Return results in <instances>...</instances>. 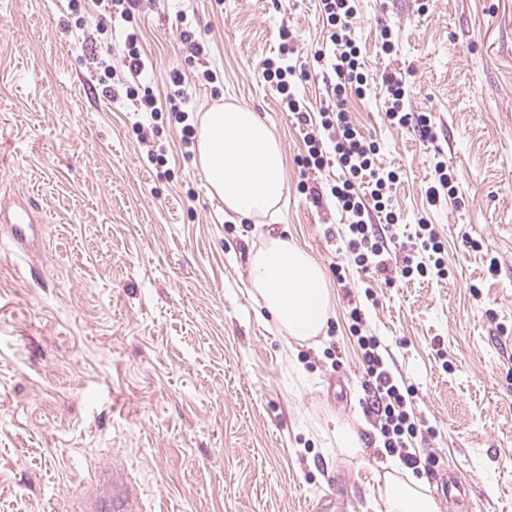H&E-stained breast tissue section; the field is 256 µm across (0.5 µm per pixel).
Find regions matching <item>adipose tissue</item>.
<instances>
[{"mask_svg":"<svg viewBox=\"0 0 512 512\" xmlns=\"http://www.w3.org/2000/svg\"><path fill=\"white\" fill-rule=\"evenodd\" d=\"M212 193L232 220L274 216L287 193L284 156L271 128L246 105L215 106L203 113L196 144ZM250 286L289 336H318L330 315L322 269L299 246L267 235L250 257ZM386 512H439L435 501L395 475L385 478Z\"/></svg>","mask_w":512,"mask_h":512,"instance_id":"1","label":"adipose tissue"}]
</instances>
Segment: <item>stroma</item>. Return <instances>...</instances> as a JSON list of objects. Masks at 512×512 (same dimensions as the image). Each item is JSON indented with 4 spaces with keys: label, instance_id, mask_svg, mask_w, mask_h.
I'll use <instances>...</instances> for the list:
<instances>
[{
    "label": "stroma",
    "instance_id": "35a3bbf8",
    "mask_svg": "<svg viewBox=\"0 0 512 512\" xmlns=\"http://www.w3.org/2000/svg\"><path fill=\"white\" fill-rule=\"evenodd\" d=\"M99 13L97 0L75 12L68 0H0V201L35 204L43 219L26 249L0 223V512H72L71 488L95 489L114 464L137 473L145 512H307L340 475L351 512H386L393 470L414 475L440 512H512V0H360L350 36L369 87L349 93L347 115L398 175L400 224L387 272L351 264L341 283L331 267L341 213L300 188L332 184L339 170L302 173L299 128L261 74L288 29L307 72L296 93L310 114L326 106L334 75L313 58L330 44L319 0L136 6L158 100L177 69L187 123L239 103L279 140L288 194L275 233L331 289L328 322L305 341L249 296L261 229L225 219L183 124L164 114L166 161L153 166L133 105L101 93L95 56L121 67L124 45L121 29L96 30ZM186 31L204 55L189 58ZM386 71L402 76L407 109L430 116L433 138L389 124ZM439 159L456 193L431 209ZM423 217L443 243L445 278L401 274ZM355 305L393 375L417 391V472L386 453L363 402ZM340 425L357 432V451L337 446ZM448 476L462 497L442 495Z\"/></svg>",
    "mask_w": 512,
    "mask_h": 512
}]
</instances>
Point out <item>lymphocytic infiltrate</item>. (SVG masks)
I'll list each match as a JSON object with an SVG mask.
<instances>
[{"mask_svg":"<svg viewBox=\"0 0 512 512\" xmlns=\"http://www.w3.org/2000/svg\"><path fill=\"white\" fill-rule=\"evenodd\" d=\"M358 6V0H321V11L330 29V40L339 46L340 52L332 63L336 78L332 88L333 101L320 112L318 118H311L293 93L297 69L288 60L291 53L287 43L288 31H281L280 55L264 60L262 75L266 82L275 86L283 110L292 113L298 126L304 129L306 154L301 159L302 166L319 171L335 163L342 170L340 182L331 186L330 193L347 220V252L357 266L383 272L387 269L385 234L400 221V215L392 203L397 175L379 163L376 142L362 135L348 121L344 109L348 91L360 95L367 86L358 48L349 36L350 21L356 16ZM125 45L127 54L124 66L134 80L133 85L126 87L125 98L135 105L137 111L149 114L153 122L149 129L141 123H134L133 130L139 143L147 144L149 134L159 133L157 121L166 111L172 112L175 120L182 123L183 143H191L195 131L187 124L178 104L184 95L181 73L174 71L169 74L168 104L158 106L154 95L142 90L136 83L148 66V57L136 30L127 32ZM381 86L387 97L386 116L390 124L404 127L414 122L424 135H431L429 117L413 115L406 108L407 89L402 76L383 74ZM440 253L441 242L435 225L419 222L415 230L413 253L405 258L402 275L408 278L445 277L447 270ZM349 318V331L357 341L369 389L368 411L375 416L383 447L387 453L398 455L406 467L418 469L421 458L413 448L412 441L418 434L420 421L413 411V390L401 385L387 368L379 337L363 334L360 309L352 308Z\"/></svg>","mask_w":512,"mask_h":512,"instance_id":"1","label":"lymphocytic infiltrate"}]
</instances>
